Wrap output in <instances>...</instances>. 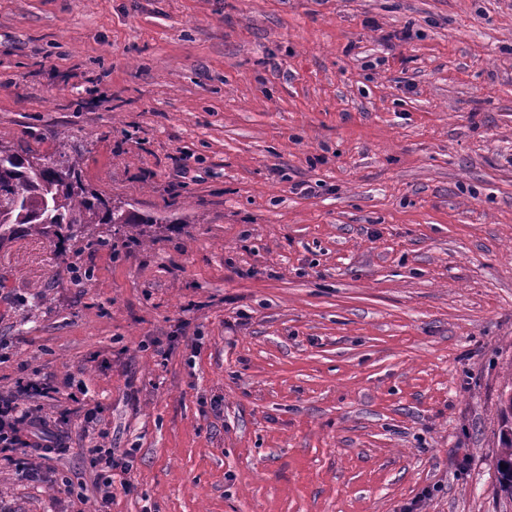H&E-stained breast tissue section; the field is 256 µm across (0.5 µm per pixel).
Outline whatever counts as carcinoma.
I'll return each mask as SVG.
<instances>
[{"label": "carcinoma", "mask_w": 512, "mask_h": 512, "mask_svg": "<svg viewBox=\"0 0 512 512\" xmlns=\"http://www.w3.org/2000/svg\"><path fill=\"white\" fill-rule=\"evenodd\" d=\"M80 152L48 155L19 153L0 146V246L22 233L55 244L60 262L70 266L65 243L84 234L92 224L140 226L157 223L122 207H107L81 180ZM500 452L497 494L512 501V383L500 396Z\"/></svg>", "instance_id": "1"}]
</instances>
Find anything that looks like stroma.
Segmentation results:
<instances>
[{"instance_id":"1","label":"stroma","mask_w":512,"mask_h":512,"mask_svg":"<svg viewBox=\"0 0 512 512\" xmlns=\"http://www.w3.org/2000/svg\"><path fill=\"white\" fill-rule=\"evenodd\" d=\"M60 131L157 223L0 247L66 446L0 512H512V0H0V145ZM500 452L497 460V494L512 501V382L500 396ZM507 465V468H503ZM88 451L92 456L93 467L97 470L101 500L107 502L112 497L114 471L120 468L122 473L129 472L133 467L136 449L128 448L120 459H116L115 453L109 448H91Z\"/></svg>"}]
</instances>
